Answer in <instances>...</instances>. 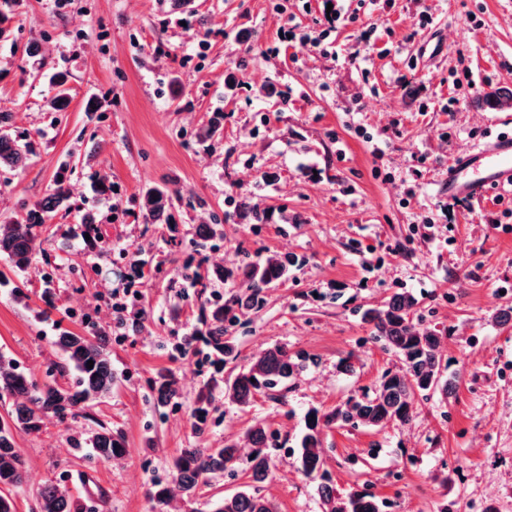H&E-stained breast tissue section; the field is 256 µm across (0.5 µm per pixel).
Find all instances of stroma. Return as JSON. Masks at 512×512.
I'll return each instance as SVG.
<instances>
[{"label":"stroma","mask_w":512,"mask_h":512,"mask_svg":"<svg viewBox=\"0 0 512 512\" xmlns=\"http://www.w3.org/2000/svg\"><path fill=\"white\" fill-rule=\"evenodd\" d=\"M344 18L315 51L284 42L281 29L318 34L321 0H20L0 39V109L35 151L0 178V222L20 215L65 175L70 214L41 231L45 256L60 258L52 303L45 257L14 271L0 258V354L39 384L75 377L54 343L59 333L103 331L111 394L41 431H16L27 460L12 492L17 512H39L36 494L65 486L79 512H214L244 472L210 475L193 500L158 503L185 448H220L253 425L279 434L259 492L277 512H323L314 482L298 471L294 442L311 409L328 412L374 388L394 353L370 342L354 315L392 292L414 294L444 336L449 397L419 399L411 422L377 430L329 428L326 467L338 494L368 489L388 512H512V197L490 191L447 219L448 165L512 122L486 93L512 90V0H342ZM429 16L445 50L421 63ZM40 44L42 59L30 58ZM68 72L66 112H50L48 72ZM98 112H89L90 103ZM216 111L224 128L212 150L194 139ZM107 172L122 213L88 189ZM148 184L178 191L176 231L144 223L134 200ZM269 212L254 226L233 216L235 194ZM229 212L221 252L198 237L202 207ZM97 212L103 241L88 248L80 216ZM142 246L148 278L129 288L123 251ZM296 254L288 280L265 289V305L234 328V378L274 346L309 357L283 398L246 408L224 398L204 342L184 349L206 313L179 273L184 263L233 270L243 253ZM352 369L342 372V359ZM172 374L178 395L159 404L150 382ZM210 413L195 428L202 390ZM124 435L128 453L98 458L99 425Z\"/></svg>","instance_id":"obj_1"}]
</instances>
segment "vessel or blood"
<instances>
[{
    "label": "vessel or blood",
    "mask_w": 512,
    "mask_h": 512,
    "mask_svg": "<svg viewBox=\"0 0 512 512\" xmlns=\"http://www.w3.org/2000/svg\"><path fill=\"white\" fill-rule=\"evenodd\" d=\"M512 194V134L502 133L483 149L464 154L448 168L449 200L477 201L488 190Z\"/></svg>",
    "instance_id": "obj_1"
}]
</instances>
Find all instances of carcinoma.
Listing matches in <instances>:
<instances>
[{
	"mask_svg": "<svg viewBox=\"0 0 512 512\" xmlns=\"http://www.w3.org/2000/svg\"><path fill=\"white\" fill-rule=\"evenodd\" d=\"M51 82L58 88V93L50 100L49 108L53 112H63L69 103L66 92L68 73H54ZM485 103L493 109L511 107L512 91L491 92L485 96ZM223 121L224 114H213L201 128L199 140L204 142L220 136ZM30 151L31 143L25 140V135L12 128L10 113L0 111V172L12 173L22 168ZM69 201L65 181L55 180L46 197L28 207L21 217L0 224V256L7 258L16 270L27 268L42 252L41 227L58 211L69 209ZM179 201L176 192L166 187L149 186L142 191L140 212L147 224L171 226L172 211ZM236 211L252 224L265 223V210L247 197L237 201ZM222 224L224 220L210 213L201 224V236L209 241L224 239ZM296 264L294 257L276 253L255 261L248 260L242 269L241 287L244 291L208 302L209 321L201 335L208 337L222 363H230L238 357L235 343L227 336L228 327L244 324L242 318L262 309L264 288L287 279ZM126 265L134 277L141 276L146 261L141 259L140 249L128 251ZM182 277L193 287L205 289L211 280H224V267L217 265L203 274L197 267L186 266ZM361 320L370 326L372 341L399 357L401 368L383 372L372 391L352 397L330 412L312 409L307 413L299 442L298 470L317 482L325 512H384L386 503L367 491L356 490L343 497L336 494L332 478L325 469L324 429L332 425H361L369 429L390 423L405 425L414 416L418 397L436 392L448 396V382L443 376L445 366L440 355L443 337L436 329L424 324L418 300L412 293L390 294L381 303L363 309ZM55 345L76 374L72 386H41L17 370L12 360L0 355V398L14 399L9 419L0 421V512H15L11 490L25 480L26 459L17 448L14 431L38 432L46 418L55 417L62 421L75 410L84 409L112 392V359L102 333L90 336L63 332L56 337ZM90 360L94 362L91 369L88 368ZM301 361L302 356L290 354L284 348H269L253 358L234 379L224 382V398L247 407L259 394L274 396L288 389V383L301 369ZM153 390L163 403L178 395L176 381L170 374L159 375L153 381ZM90 446L98 457L108 461L122 458L128 452L123 436L104 426L92 435ZM276 447L277 435L263 425H254L246 431L243 440L226 441L222 448H184L173 461L172 479L153 483V498L160 503L176 494L193 499L200 483L209 475L216 472L235 474L242 451L248 448V483L241 491L224 497L215 512H276L274 504L258 492V485L270 476V449ZM37 498L40 512H74L73 502L66 491L54 484L42 486Z\"/></svg>",
	"mask_w": 512,
	"mask_h": 512,
	"instance_id": "cac0c4a2",
	"label": "carcinoma"
}]
</instances>
